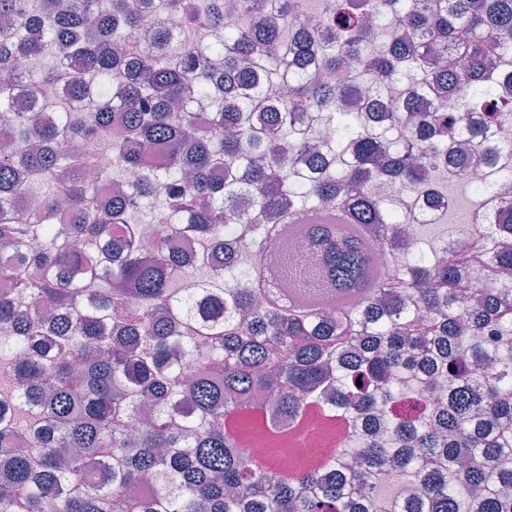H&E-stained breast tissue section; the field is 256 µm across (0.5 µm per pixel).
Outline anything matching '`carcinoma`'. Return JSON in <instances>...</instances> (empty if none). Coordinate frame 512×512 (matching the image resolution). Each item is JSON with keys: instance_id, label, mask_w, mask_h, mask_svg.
I'll use <instances>...</instances> for the list:
<instances>
[{"instance_id": "cac0c4a2", "label": "carcinoma", "mask_w": 512, "mask_h": 512, "mask_svg": "<svg viewBox=\"0 0 512 512\" xmlns=\"http://www.w3.org/2000/svg\"><path fill=\"white\" fill-rule=\"evenodd\" d=\"M97 2L0 0V512H512V197L480 213L512 165L466 182L512 153V0H335L292 42L297 0H236L246 29L224 0ZM163 15L212 39L143 37ZM45 85L85 111L43 114ZM385 181L449 219L463 183L469 222L434 241ZM309 404L368 432L283 474L225 427L259 407L286 433Z\"/></svg>"}]
</instances>
